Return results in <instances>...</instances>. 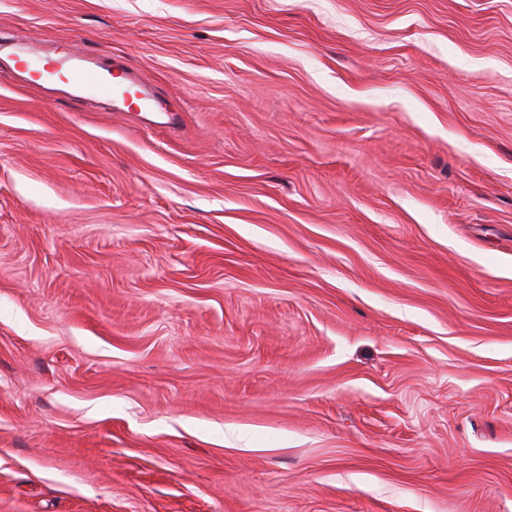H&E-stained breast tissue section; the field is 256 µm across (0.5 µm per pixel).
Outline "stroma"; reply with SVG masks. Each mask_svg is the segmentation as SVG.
<instances>
[{"label":"stroma","mask_w":512,"mask_h":512,"mask_svg":"<svg viewBox=\"0 0 512 512\" xmlns=\"http://www.w3.org/2000/svg\"><path fill=\"white\" fill-rule=\"evenodd\" d=\"M0 512H512V0H0ZM68 76L74 87L93 96L113 98L130 91V86L104 81L95 68L86 64L77 63L69 66Z\"/></svg>","instance_id":"stroma-1"}]
</instances>
